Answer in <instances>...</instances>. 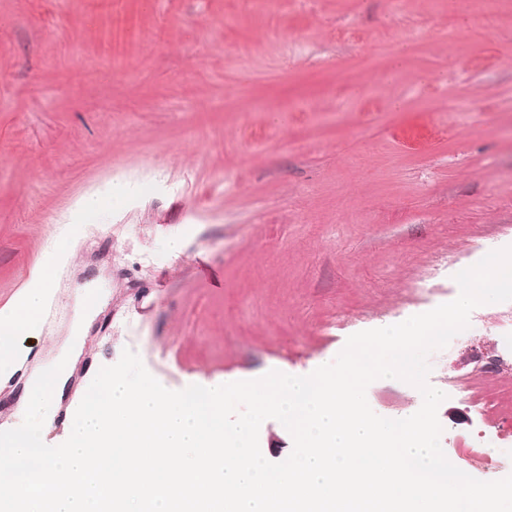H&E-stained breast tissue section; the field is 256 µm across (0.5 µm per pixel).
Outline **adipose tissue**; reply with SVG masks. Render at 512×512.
Masks as SVG:
<instances>
[{
  "instance_id": "obj_1",
  "label": "adipose tissue",
  "mask_w": 512,
  "mask_h": 512,
  "mask_svg": "<svg viewBox=\"0 0 512 512\" xmlns=\"http://www.w3.org/2000/svg\"><path fill=\"white\" fill-rule=\"evenodd\" d=\"M111 204L112 192L108 189L79 198L69 226L54 234L51 246L24 287L0 308V379L9 378L25 364L27 353L20 341L40 334L47 307L58 286L59 273L72 254L75 232Z\"/></svg>"
}]
</instances>
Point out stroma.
Here are the masks:
<instances>
[{
  "label": "stroma",
  "instance_id": "35a3bbf8",
  "mask_svg": "<svg viewBox=\"0 0 512 512\" xmlns=\"http://www.w3.org/2000/svg\"><path fill=\"white\" fill-rule=\"evenodd\" d=\"M449 2L0 0V307L75 201L112 188L0 382V428L21 424L79 288L100 308L62 415L127 348L175 391L311 374L351 335L454 300L458 272L512 246V0L487 32L449 29ZM111 60V78L86 74ZM452 98L486 108L452 113ZM156 178L141 198L124 186ZM505 336L512 301L484 304L428 356L441 447L483 481L512 474ZM366 396L390 419L422 403L390 378Z\"/></svg>",
  "mask_w": 512,
  "mask_h": 512
}]
</instances>
